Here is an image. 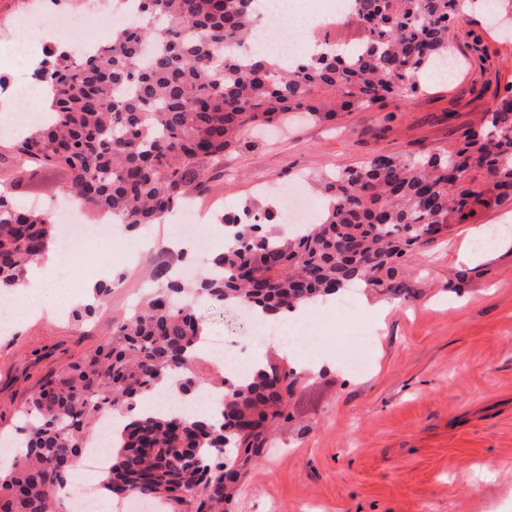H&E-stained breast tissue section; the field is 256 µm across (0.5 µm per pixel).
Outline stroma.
<instances>
[{
	"mask_svg": "<svg viewBox=\"0 0 512 512\" xmlns=\"http://www.w3.org/2000/svg\"><path fill=\"white\" fill-rule=\"evenodd\" d=\"M452 36L462 61L452 82L423 77L420 92L343 113L332 125L259 128L251 149L225 155L223 173L194 193L195 205L215 216L272 206L275 198L256 193L257 181L313 180L379 153L451 146L457 129L479 121L487 106L474 81H512L511 33L474 11ZM476 36L487 55L472 51ZM469 227L457 225L409 255V301L355 295L357 310L371 316L364 375H351L332 343L357 334L352 320L318 337L331 368L302 373L271 447L248 465L228 512H512V236L469 261L458 256ZM136 241L116 224L111 246L94 262L58 263L80 288L113 281L90 322L72 320L69 291L56 285L46 290L42 313L0 335V441L20 444L16 415L41 382L107 339L137 301L157 257L124 262ZM196 312L234 354L256 349L238 310L202 302Z\"/></svg>",
	"mask_w": 512,
	"mask_h": 512,
	"instance_id": "35a3bbf8",
	"label": "stroma"
}]
</instances>
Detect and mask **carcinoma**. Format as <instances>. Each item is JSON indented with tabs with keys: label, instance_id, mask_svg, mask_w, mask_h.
I'll use <instances>...</instances> for the list:
<instances>
[{
	"label": "carcinoma",
	"instance_id": "obj_1",
	"mask_svg": "<svg viewBox=\"0 0 512 512\" xmlns=\"http://www.w3.org/2000/svg\"><path fill=\"white\" fill-rule=\"evenodd\" d=\"M137 20L112 31L86 59L60 52L41 64L50 116L9 149L19 176L62 169L69 191L127 228L155 224L224 167V153L250 146L259 125L303 112L331 122L341 112L382 107L419 90V78L455 55L451 23L486 9L479 0H351L364 30L355 54L325 48L284 64L248 45L256 0H136ZM490 94L479 125H463L450 149L379 154L321 178L324 206L285 234L279 212L244 207L220 222L224 248L205 257L191 287L172 264L112 336L50 376L19 416L25 451L0 470V512H54L58 491L92 437L97 414L125 419L99 485L148 500L197 501L224 512L270 426L284 414L297 372L269 362L229 382L195 360L202 324L194 305L245 306L277 323L356 283L390 298L412 294L396 280L407 254L453 231L481 209L512 210V82ZM53 219L0 190V294L24 285L28 268L55 243ZM224 388L220 412L193 419L139 406L160 389L191 398Z\"/></svg>",
	"mask_w": 512,
	"mask_h": 512
}]
</instances>
